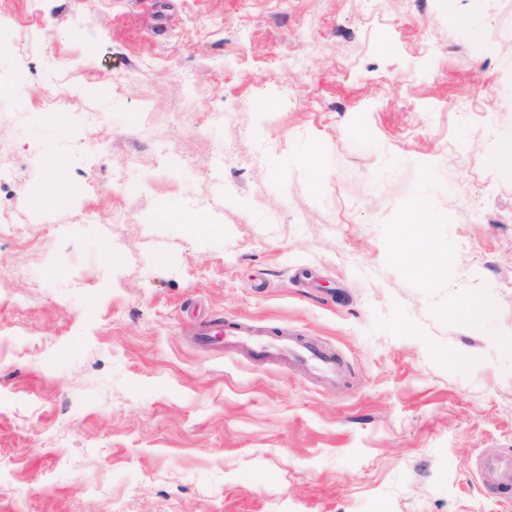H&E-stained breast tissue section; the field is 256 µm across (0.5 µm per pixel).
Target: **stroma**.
Segmentation results:
<instances>
[{"label":"stroma","instance_id":"obj_1","mask_svg":"<svg viewBox=\"0 0 512 512\" xmlns=\"http://www.w3.org/2000/svg\"><path fill=\"white\" fill-rule=\"evenodd\" d=\"M1 16L0 512H512L476 470L512 449V0ZM421 218L413 224H421L414 228L415 246L405 258L427 278L437 279L443 276L448 268L447 255L440 252L434 242L432 225L437 220L431 214L428 205L420 203L416 206ZM264 342L254 344L252 350L258 357H267L272 354L278 355H295L302 363L309 366L313 370L322 375L337 376L338 370L334 369V361L328 355L324 348L319 344L304 343L296 346L287 347L286 345L280 347L277 343Z\"/></svg>","mask_w":512,"mask_h":512}]
</instances>
